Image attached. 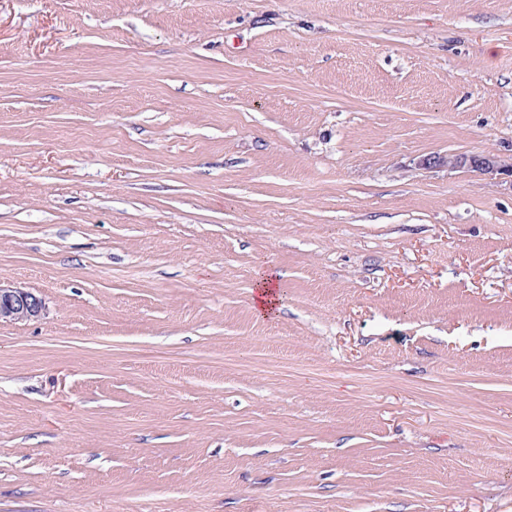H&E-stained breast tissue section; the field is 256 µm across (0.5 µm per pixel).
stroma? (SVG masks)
<instances>
[{
  "label": "stroma",
  "instance_id": "35a3bbf8",
  "mask_svg": "<svg viewBox=\"0 0 512 512\" xmlns=\"http://www.w3.org/2000/svg\"><path fill=\"white\" fill-rule=\"evenodd\" d=\"M461 153L512 164V0H0V512H512ZM425 168H440L448 166L451 168L469 167L481 171L492 172L498 169V161L489 154H475L470 156H433L422 161ZM257 296H254L253 310L257 318H273L278 311L280 294L279 275L270 270H260L257 272L255 286ZM42 297L17 286L4 285L0 280V322H29L40 318L44 311Z\"/></svg>",
  "mask_w": 512,
  "mask_h": 512
}]
</instances>
